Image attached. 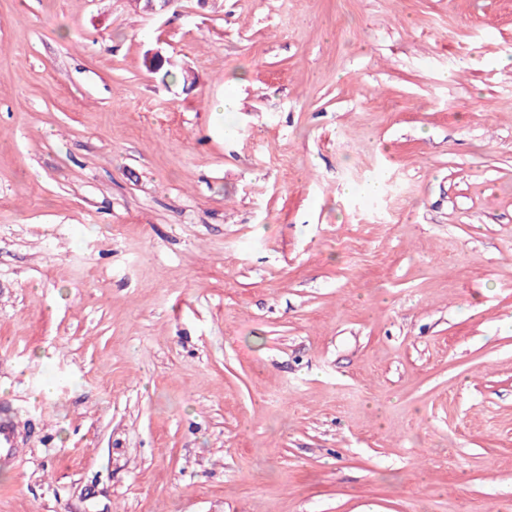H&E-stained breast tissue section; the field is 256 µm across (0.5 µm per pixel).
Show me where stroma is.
<instances>
[{
    "instance_id": "35a3bbf8",
    "label": "stroma",
    "mask_w": 512,
    "mask_h": 512,
    "mask_svg": "<svg viewBox=\"0 0 512 512\" xmlns=\"http://www.w3.org/2000/svg\"><path fill=\"white\" fill-rule=\"evenodd\" d=\"M4 411L0 512H512V0H0ZM19 432L17 426L10 417L0 420V454L12 456L16 448H19Z\"/></svg>"
}]
</instances>
